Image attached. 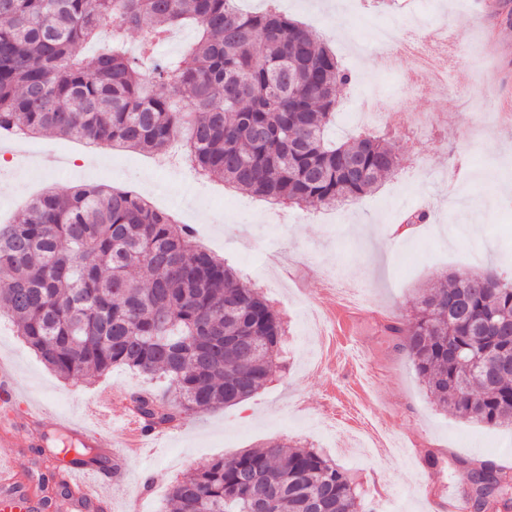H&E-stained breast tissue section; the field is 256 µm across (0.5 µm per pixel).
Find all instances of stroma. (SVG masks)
<instances>
[{
  "label": "stroma",
  "instance_id": "obj_1",
  "mask_svg": "<svg viewBox=\"0 0 512 512\" xmlns=\"http://www.w3.org/2000/svg\"><path fill=\"white\" fill-rule=\"evenodd\" d=\"M314 2L284 0V10L316 31L352 74L351 83L337 93L329 138L345 141L358 134L345 116L370 87L378 89L376 108L391 115L374 133L396 145L401 166L375 191L340 212L284 205L271 213L253 194L216 180L196 186L179 169L159 166L157 156L123 148L110 150L106 162L111 172L88 168L77 174L54 167L34 181L39 189L59 192L77 185L145 192L173 215L190 208L197 217H208L205 232L195 238L197 245L222 257L246 283L257 285L285 323L284 357L261 389L244 403L190 417L185 429L163 439L152 455L128 461L131 472L155 477L151 487L139 491L140 512H164L171 482L200 464L270 441L322 450L348 470L369 508L377 490L388 488L394 512H426L428 497L447 496L464 481L462 473L441 465L430 470L428 495L420 497L413 490L419 463L412 453L352 463L337 455L330 434L309 432L298 410L320 409L325 397L324 379L310 366L309 339L312 316L328 303L323 277L364 288L371 308L401 319L412 314L421 290L446 273L491 267L512 279V197L500 190L501 184L512 183V129L476 128L479 113L512 102V28H503L496 12L478 14L475 0H333L325 10ZM410 14L461 34L449 89L413 87L390 70L386 52L376 45L375 25L400 24ZM400 102L427 115L428 124L402 125L393 116ZM418 208L430 211L427 222L411 235L394 233L404 214ZM277 250L297 251V269L287 280L266 270L265 280L257 281L258 270H265L264 253ZM357 333L389 361L378 406L398 413L402 436L461 456L512 461V428H490L441 409L412 359L392 350L370 315L362 316ZM0 360L13 367L18 385L17 400L8 411L0 410V425L12 427L23 440L14 461L28 469L40 467L41 461L21 426L27 403L45 402L57 417L76 419L87 416L104 392L164 388L124 367L99 378L61 379L16 336L2 312Z\"/></svg>",
  "mask_w": 512,
  "mask_h": 512
}]
</instances>
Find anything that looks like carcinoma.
I'll return each mask as SVG.
<instances>
[{
	"label": "carcinoma",
	"instance_id": "carcinoma-1",
	"mask_svg": "<svg viewBox=\"0 0 512 512\" xmlns=\"http://www.w3.org/2000/svg\"><path fill=\"white\" fill-rule=\"evenodd\" d=\"M195 46L140 60L173 27ZM139 34L130 54L128 33ZM96 43L86 56L83 47ZM350 82L317 34L275 7L237 0H0V136L48 132L161 152L181 136L192 167L275 205L333 207L373 191L401 157L378 137L331 141L336 91ZM65 379L138 370L167 391L132 397L150 429L241 403L270 378L285 329L258 289L194 231L126 190H47L0 225V310ZM438 405L512 425V282L453 272L424 289L413 315L383 325ZM49 467L103 468L70 443ZM467 512H512V469L461 456ZM350 475L313 448L273 443L217 458L172 484L173 512H357Z\"/></svg>",
	"mask_w": 512,
	"mask_h": 512
}]
</instances>
